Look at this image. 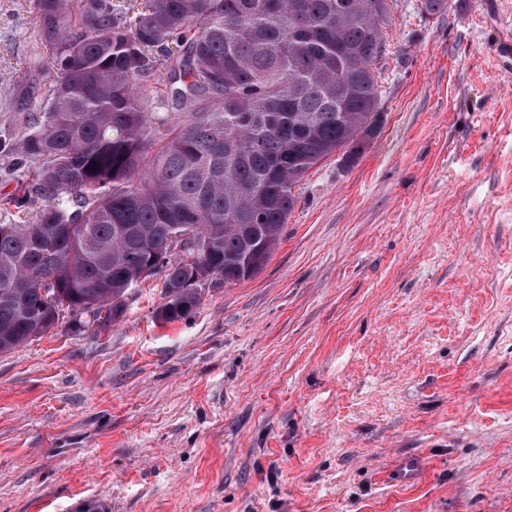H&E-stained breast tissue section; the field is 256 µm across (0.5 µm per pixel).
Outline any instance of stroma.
I'll return each mask as SVG.
<instances>
[{"instance_id":"obj_1","label":"stroma","mask_w":512,"mask_h":512,"mask_svg":"<svg viewBox=\"0 0 512 512\" xmlns=\"http://www.w3.org/2000/svg\"><path fill=\"white\" fill-rule=\"evenodd\" d=\"M421 2L259 274L0 355V512H512V0ZM35 17L0 0V136L56 76Z\"/></svg>"}]
</instances>
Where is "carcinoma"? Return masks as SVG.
Wrapping results in <instances>:
<instances>
[{"instance_id":"cac0c4a2","label":"carcinoma","mask_w":512,"mask_h":512,"mask_svg":"<svg viewBox=\"0 0 512 512\" xmlns=\"http://www.w3.org/2000/svg\"><path fill=\"white\" fill-rule=\"evenodd\" d=\"M56 69L19 140L32 167L0 223V354L71 315L123 314L139 275L163 276L171 322L199 301L195 270L234 285L278 246L306 174L371 137L394 0H35ZM166 70L161 111L139 95ZM163 128L151 137L150 124ZM209 242L193 253L192 242Z\"/></svg>"}]
</instances>
